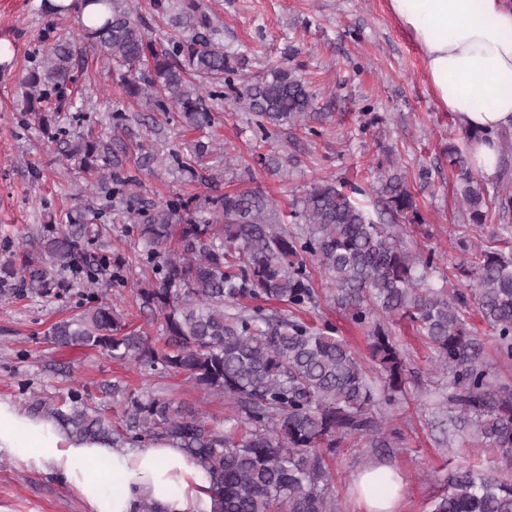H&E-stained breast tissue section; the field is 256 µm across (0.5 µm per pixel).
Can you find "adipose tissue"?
Listing matches in <instances>:
<instances>
[{
  "label": "adipose tissue",
  "instance_id": "obj_1",
  "mask_svg": "<svg viewBox=\"0 0 512 512\" xmlns=\"http://www.w3.org/2000/svg\"><path fill=\"white\" fill-rule=\"evenodd\" d=\"M387 10L420 48L439 109L475 133V168L494 173L495 135L512 129V0H387ZM0 453L51 470L86 512H132L143 498L155 501L159 512H206L210 506L207 479L176 445L116 448L78 439L3 398Z\"/></svg>",
  "mask_w": 512,
  "mask_h": 512
}]
</instances>
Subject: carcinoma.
<instances>
[{
	"label": "carcinoma",
	"mask_w": 512,
	"mask_h": 512,
	"mask_svg": "<svg viewBox=\"0 0 512 512\" xmlns=\"http://www.w3.org/2000/svg\"><path fill=\"white\" fill-rule=\"evenodd\" d=\"M83 2L104 6L103 23L81 25L77 39L48 29L40 62L25 79L30 92L22 111L33 115L48 141L56 142L57 133L45 104L67 96L86 48L121 70L128 97L177 113L188 130L212 121L202 94L209 83L258 117L265 138L269 128L299 120L308 134H318L314 124L322 118L294 68L282 64L255 79L241 77L237 56L212 37L211 18L198 0H152L154 11L177 31L164 51L119 0ZM477 137L464 132V146L448 147V158L470 221L483 224L490 176L470 161ZM63 153L84 172H108L112 206L132 223L142 242L138 258L152 273L136 302L141 313L162 317L163 345L130 329L99 295L100 272L110 270L118 285L126 259L100 242L93 212L78 209L66 224L43 225L19 265L3 268L4 278L18 280L26 294L56 299L70 292L71 281L85 282L91 289L83 309L55 323L45 333L47 342L96 349L134 362L147 375L186 374L204 394L224 398L230 414L220 426L169 395L141 396L119 384L103 386V393L121 397L118 422L77 386L58 402L31 396L29 412L79 439L114 446L176 443L208 478L212 512H334L328 461L349 438L389 448L398 432L387 428L377 388L338 329L288 315L315 302L308 267L314 262L333 289L336 307L366 331L387 401L404 390L407 367L388 328L374 319L378 312L412 322L448 371V406L474 419L484 445L512 458V387L491 381L466 320L475 306L498 334L499 355L512 360V251L473 253L471 293L450 280L438 289L429 286L434 255L411 253L392 229L421 223L400 167L389 166L372 187L392 223L374 221L357 200L361 188L323 180L296 199L293 218L307 229L291 234L260 188L147 203L134 191L136 177L110 157L102 141L66 140ZM433 512H512V482L472 470L457 473Z\"/></svg>",
	"instance_id": "1"
}]
</instances>
